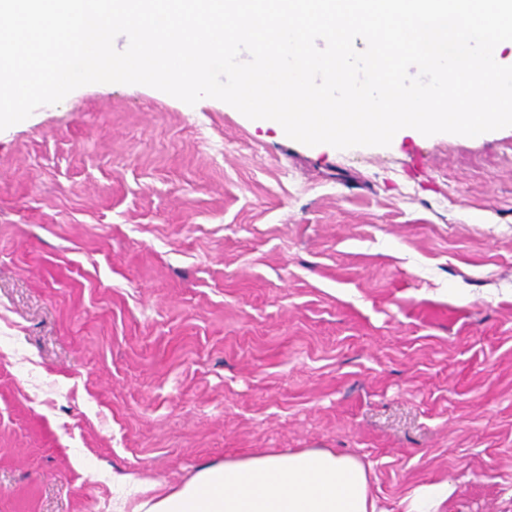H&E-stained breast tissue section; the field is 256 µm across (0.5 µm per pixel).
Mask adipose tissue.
Returning a JSON list of instances; mask_svg holds the SVG:
<instances>
[{
  "label": "adipose tissue",
  "instance_id": "adipose-tissue-1",
  "mask_svg": "<svg viewBox=\"0 0 512 512\" xmlns=\"http://www.w3.org/2000/svg\"><path fill=\"white\" fill-rule=\"evenodd\" d=\"M133 512H380L369 474L356 457L298 448L200 470Z\"/></svg>",
  "mask_w": 512,
  "mask_h": 512
}]
</instances>
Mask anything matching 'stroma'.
<instances>
[{"label": "stroma", "instance_id": "obj_1", "mask_svg": "<svg viewBox=\"0 0 512 512\" xmlns=\"http://www.w3.org/2000/svg\"><path fill=\"white\" fill-rule=\"evenodd\" d=\"M291 448L512 512V127L340 150L103 83L0 131V512Z\"/></svg>", "mask_w": 512, "mask_h": 512}]
</instances>
